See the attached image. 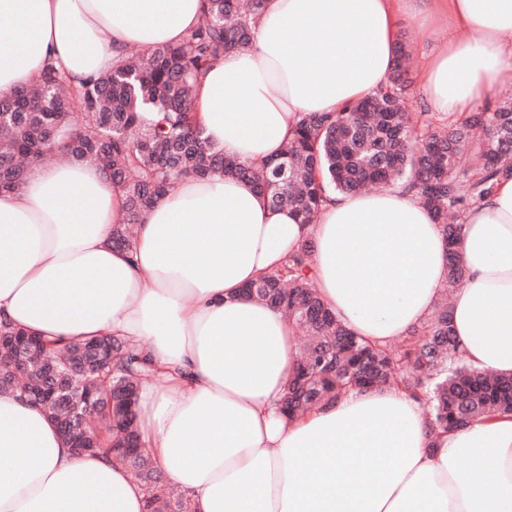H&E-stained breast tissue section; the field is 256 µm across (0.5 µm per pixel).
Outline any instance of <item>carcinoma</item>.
<instances>
[{
	"mask_svg": "<svg viewBox=\"0 0 512 512\" xmlns=\"http://www.w3.org/2000/svg\"><path fill=\"white\" fill-rule=\"evenodd\" d=\"M264 2L204 0L199 24L183 45H156L139 61L129 58L79 89L51 65L28 85L0 94V191L20 189L30 166L54 155L56 146L74 161L99 163L122 188L128 216L114 231L112 246L130 250L143 213L185 177L249 180L270 206L292 210L302 224L315 223L330 191L353 195L402 180L455 246L465 210L499 178L512 175V103L492 112H423L417 130L406 111L411 58L401 43L385 86L339 112L301 115L280 154L257 168L243 164L203 137L195 89L205 69L248 47ZM146 112L157 120L146 124ZM464 155L466 166L460 165ZM311 252L307 240L281 268L242 289L280 308L306 335L281 399L289 416L301 417L351 389L382 385L419 398L434 429L512 413L511 375L454 362L447 300L398 349L363 342L321 300L310 276ZM466 276L450 251L448 291ZM112 350L110 364L81 374L55 349L48 362L30 365L24 387L37 398L48 383L59 384L61 401L46 408L55 418L70 407L84 408L87 390L112 393V413H88L82 429L99 434L96 450L124 462L143 486L146 512H190L183 494L165 490L153 457L141 446L133 407L154 364L120 336L112 337Z\"/></svg>",
	"mask_w": 512,
	"mask_h": 512,
	"instance_id": "cac0c4a2",
	"label": "carcinoma"
}]
</instances>
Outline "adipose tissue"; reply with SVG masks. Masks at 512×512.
Instances as JSON below:
<instances>
[{
    "label": "adipose tissue",
    "instance_id": "obj_1",
    "mask_svg": "<svg viewBox=\"0 0 512 512\" xmlns=\"http://www.w3.org/2000/svg\"><path fill=\"white\" fill-rule=\"evenodd\" d=\"M202 0H0V93L49 62L73 87L142 45L184 44ZM458 31L420 68L430 111L466 112L512 86V0H266L249 47L196 91L207 140L249 164L276 156L300 115L335 112L385 85L402 22ZM118 187L94 163L33 167L0 192V320L51 340L123 336L161 383L137 402L143 446L191 512H512V414L434 433L397 387L352 391L307 415L278 410L299 351L284 313L240 296L303 241L326 306L385 346L430 316L446 281L443 231L406 184L330 194L317 223L231 176L187 177L155 203L133 251ZM468 270L450 303L461 359L512 374V178L463 216ZM145 492L104 453L0 393V512H145Z\"/></svg>",
    "mask_w": 512,
    "mask_h": 512
}]
</instances>
